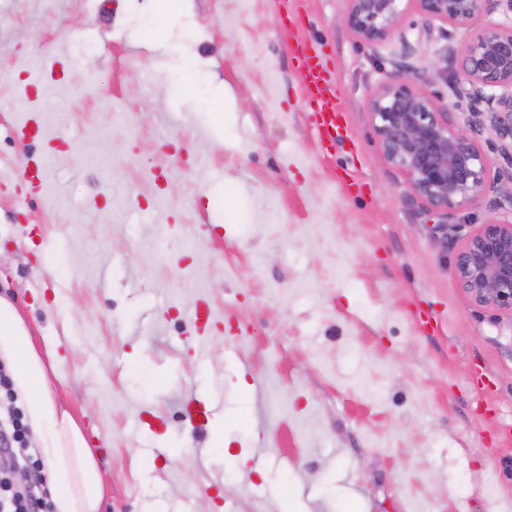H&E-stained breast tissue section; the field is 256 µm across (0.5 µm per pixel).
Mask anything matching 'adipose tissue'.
<instances>
[{"label": "adipose tissue", "mask_w": 512, "mask_h": 512, "mask_svg": "<svg viewBox=\"0 0 512 512\" xmlns=\"http://www.w3.org/2000/svg\"><path fill=\"white\" fill-rule=\"evenodd\" d=\"M0 361L10 367L34 444L51 468L49 488L54 512H99L102 490L96 460L75 419L51 398L45 367L32 343L30 329L16 306L3 297Z\"/></svg>", "instance_id": "adipose-tissue-1"}]
</instances>
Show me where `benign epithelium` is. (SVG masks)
I'll list each match as a JSON object with an SVG mask.
<instances>
[{
    "label": "benign epithelium",
    "instance_id": "1",
    "mask_svg": "<svg viewBox=\"0 0 512 512\" xmlns=\"http://www.w3.org/2000/svg\"><path fill=\"white\" fill-rule=\"evenodd\" d=\"M497 10L512 14V0H350L345 20L372 46L386 42L410 13L469 31L442 57L461 78L455 96L463 123L413 81L387 82L368 100L379 150L405 176L411 200L449 217L478 204L492 212L512 205V23H478ZM486 131L495 134L506 167L492 170L480 142ZM454 270L475 306L512 315V219L493 216L478 225L455 249Z\"/></svg>",
    "mask_w": 512,
    "mask_h": 512
}]
</instances>
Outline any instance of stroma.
<instances>
[{
  "instance_id": "obj_1",
  "label": "stroma",
  "mask_w": 512,
  "mask_h": 512,
  "mask_svg": "<svg viewBox=\"0 0 512 512\" xmlns=\"http://www.w3.org/2000/svg\"><path fill=\"white\" fill-rule=\"evenodd\" d=\"M299 5L346 111L329 151L279 0H185L155 40L146 0H0V296L100 512H512V316L452 264L489 213L410 202L367 109L405 41L451 101L467 32L410 14L374 48L349 0ZM190 387L222 413L192 421Z\"/></svg>"
}]
</instances>
